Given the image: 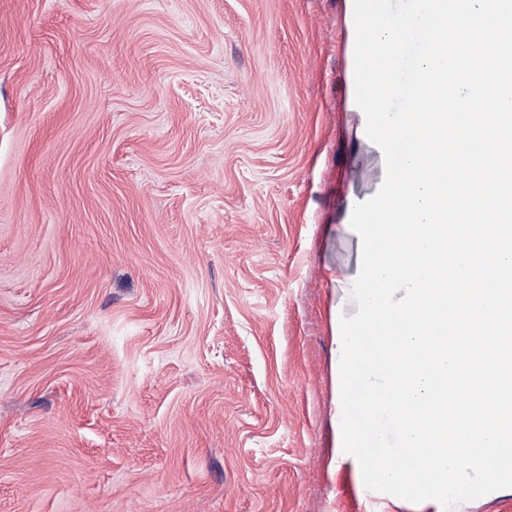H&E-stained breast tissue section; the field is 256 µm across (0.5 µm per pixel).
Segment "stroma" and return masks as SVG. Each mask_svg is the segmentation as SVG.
I'll return each instance as SVG.
<instances>
[{"label":"stroma","instance_id":"35a3bbf8","mask_svg":"<svg viewBox=\"0 0 512 512\" xmlns=\"http://www.w3.org/2000/svg\"><path fill=\"white\" fill-rule=\"evenodd\" d=\"M353 53L348 0H0V512H378Z\"/></svg>","mask_w":512,"mask_h":512}]
</instances>
